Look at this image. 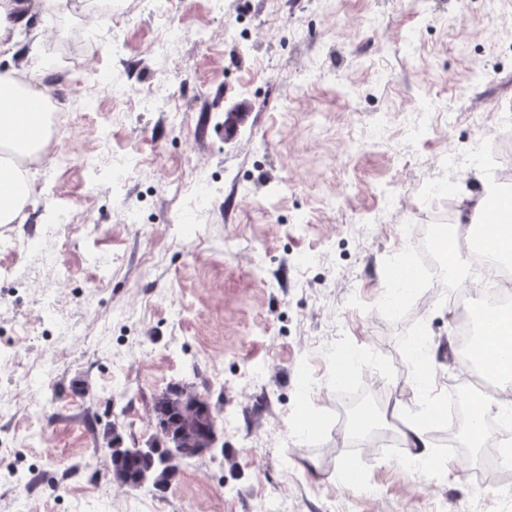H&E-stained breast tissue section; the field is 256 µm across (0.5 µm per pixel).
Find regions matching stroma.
<instances>
[{
	"instance_id": "35a3bbf8",
	"label": "stroma",
	"mask_w": 512,
	"mask_h": 512,
	"mask_svg": "<svg viewBox=\"0 0 512 512\" xmlns=\"http://www.w3.org/2000/svg\"><path fill=\"white\" fill-rule=\"evenodd\" d=\"M222 2L172 0L185 36L160 51L158 17L122 0L116 53L111 15L37 0L0 49L72 109L59 157L28 172L39 204L0 224V240H40L27 255L0 250V269L26 276L0 289V348L55 361L44 393L0 387L11 420L0 442L17 447L0 459V512L23 492L35 512H90L82 487L47 504L9 470L108 462L107 425L147 440L171 384L233 426L217 424L218 450L185 460L159 501L111 483L99 512H256L263 497L287 512H499L512 481L463 480L484 451L462 434L454 454L432 438L444 471L431 475L396 464L403 443L366 453L360 435L341 441L336 400L379 387L404 410L423 404L421 358L403 352L414 328L435 350L437 397L459 380L464 309L452 292L470 275L426 281L405 319L381 305L383 272L408 255L411 225L448 214L447 198L429 194L438 160L468 156L512 118V0ZM103 72L119 77L121 98L98 83ZM173 89L180 113L143 108L145 92ZM435 92L448 117L410 140L407 122ZM130 156L143 164L117 202L112 166ZM199 168L222 192L172 238L173 186ZM60 208L77 221L64 239L49 231ZM129 208L140 223H124ZM50 300L63 327L41 319Z\"/></svg>"
}]
</instances>
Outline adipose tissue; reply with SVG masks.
<instances>
[{"label": "adipose tissue", "instance_id": "adipose-tissue-1", "mask_svg": "<svg viewBox=\"0 0 512 512\" xmlns=\"http://www.w3.org/2000/svg\"><path fill=\"white\" fill-rule=\"evenodd\" d=\"M10 85V80L0 78V146L5 144L25 153L37 147L44 119L42 113L22 111L20 103L24 100L40 103L44 94L27 82L22 86L20 97H10L5 93ZM33 195L34 187L23 169L0 167L1 224L13 223ZM458 204L459 217L473 225L482 223L487 214H495L497 224L493 233L481 242L480 250L488 258L511 262L512 194L500 195L496 190L486 188L478 196L460 197ZM479 344L481 358L494 365L501 390L512 393V319L483 326Z\"/></svg>", "mask_w": 512, "mask_h": 512}]
</instances>
